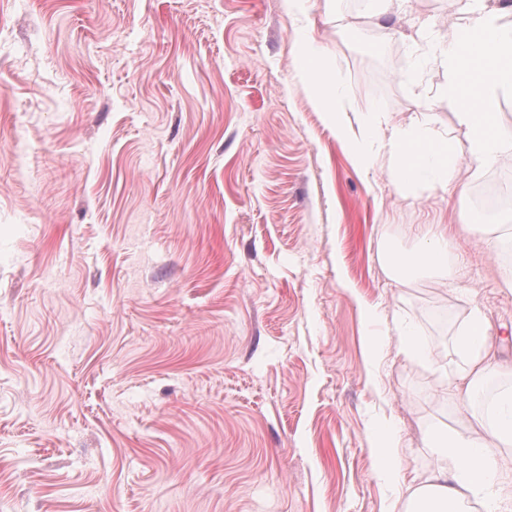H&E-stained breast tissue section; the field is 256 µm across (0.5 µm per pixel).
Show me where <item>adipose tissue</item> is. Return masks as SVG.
Returning a JSON list of instances; mask_svg holds the SVG:
<instances>
[{"label":"adipose tissue","instance_id":"1","mask_svg":"<svg viewBox=\"0 0 512 512\" xmlns=\"http://www.w3.org/2000/svg\"><path fill=\"white\" fill-rule=\"evenodd\" d=\"M458 12L459 23L444 38L445 50L427 43L420 52L436 57L446 74L439 92L455 105L456 119L468 131L461 145L449 141L426 116L405 120L388 112L355 111L312 30L297 33L294 59L303 90L322 109L360 169L384 162L399 188L423 187L461 202L467 188L457 178L460 164L477 175L512 156V131L498 125L496 112L500 97L512 94V23L506 20L512 7L489 9L482 0H468ZM454 238L447 225H433L418 250L387 259L389 278L403 285L425 271L443 285L456 284ZM454 345L462 359L457 370L461 385L443 389L440 397L453 406L467 402L478 412L481 435L427 430L424 445L435 449L437 464L425 482L412 487L396 458L399 441L393 429L379 421L369 431L373 471L405 491L404 512H501L503 495L496 479L506 451L512 450V389L490 402L482 389L491 380H511L512 367L493 360L480 310L470 313Z\"/></svg>","mask_w":512,"mask_h":512}]
</instances>
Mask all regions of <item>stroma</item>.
<instances>
[{"instance_id":"35a3bbf8","label":"stroma","mask_w":512,"mask_h":512,"mask_svg":"<svg viewBox=\"0 0 512 512\" xmlns=\"http://www.w3.org/2000/svg\"><path fill=\"white\" fill-rule=\"evenodd\" d=\"M378 8L0 0V512H400L370 427L420 479L426 428L476 431L438 393L472 308L512 364V255L464 240L459 286L397 287L383 254L462 216L356 167L293 65L314 28L355 110L426 109L464 143L409 81L454 0Z\"/></svg>"}]
</instances>
